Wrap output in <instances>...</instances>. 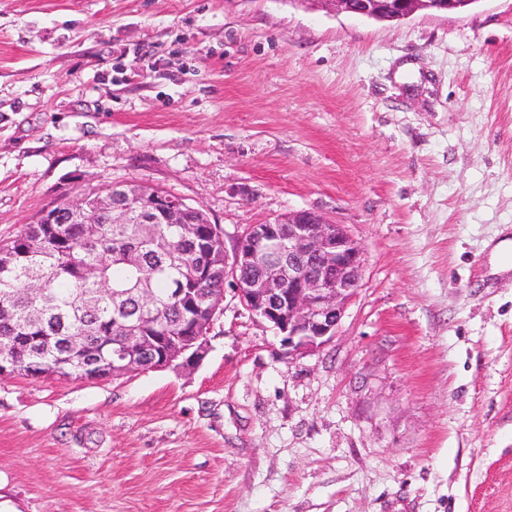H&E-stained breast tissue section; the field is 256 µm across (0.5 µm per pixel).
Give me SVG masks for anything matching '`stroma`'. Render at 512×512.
<instances>
[{
	"instance_id": "1",
	"label": "stroma",
	"mask_w": 512,
	"mask_h": 512,
	"mask_svg": "<svg viewBox=\"0 0 512 512\" xmlns=\"http://www.w3.org/2000/svg\"><path fill=\"white\" fill-rule=\"evenodd\" d=\"M114 183L228 250L317 211L360 287L311 352L229 294L196 366L0 379V512H512V0H0V242ZM331 11L373 19L409 18L420 11L459 12L478 0H318Z\"/></svg>"
}]
</instances>
